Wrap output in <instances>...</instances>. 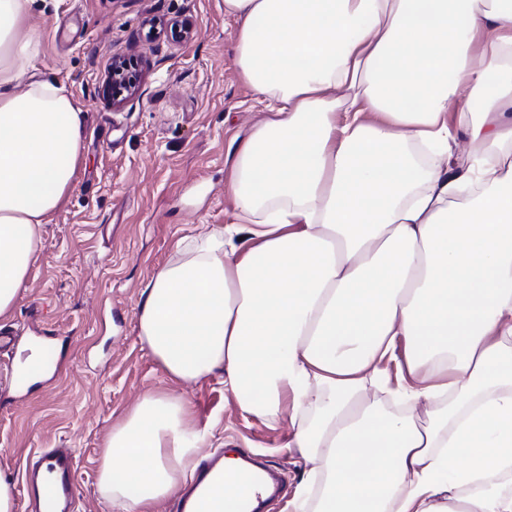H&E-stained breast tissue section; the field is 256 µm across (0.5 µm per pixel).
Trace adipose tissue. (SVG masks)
I'll return each instance as SVG.
<instances>
[{
    "instance_id": "ef3b65f1",
    "label": "adipose tissue",
    "mask_w": 512,
    "mask_h": 512,
    "mask_svg": "<svg viewBox=\"0 0 512 512\" xmlns=\"http://www.w3.org/2000/svg\"><path fill=\"white\" fill-rule=\"evenodd\" d=\"M0 0V320L78 176L85 117ZM266 116L228 154L233 223L180 238L138 308L176 381L222 374L312 465L287 512H512V0H224ZM397 361L404 414L367 391ZM425 407L427 422L415 415ZM175 394L104 443L146 512L205 436Z\"/></svg>"
}]
</instances>
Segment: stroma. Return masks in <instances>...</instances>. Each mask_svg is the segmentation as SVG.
<instances>
[{"mask_svg": "<svg viewBox=\"0 0 512 512\" xmlns=\"http://www.w3.org/2000/svg\"><path fill=\"white\" fill-rule=\"evenodd\" d=\"M150 18L192 34L148 37ZM30 24L42 42L37 73L82 107L86 137L68 202L41 225L27 284L0 321L18 338L0 352V474L12 480L14 512H27L26 469L44 448L75 458V512H113L98 486L103 445L148 394L180 395L207 435L204 454L249 450L284 474L291 497L310 465L286 449L287 422L240 416L220 376L172 380L139 337L142 293L178 239L232 222L227 153L263 116L237 76L224 0H35ZM116 57L140 75L118 109L103 93ZM45 350L52 374L16 387L11 372Z\"/></svg>", "mask_w": 512, "mask_h": 512, "instance_id": "1", "label": "stroma"}]
</instances>
